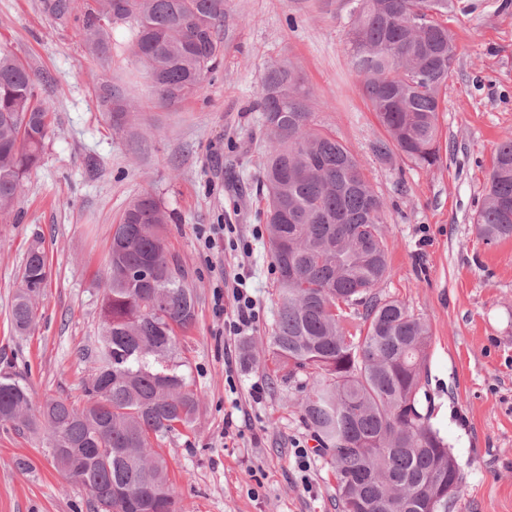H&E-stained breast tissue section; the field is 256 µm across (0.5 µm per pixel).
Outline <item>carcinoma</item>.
I'll use <instances>...</instances> for the list:
<instances>
[{"label":"carcinoma","instance_id":"carcinoma-1","mask_svg":"<svg viewBox=\"0 0 512 512\" xmlns=\"http://www.w3.org/2000/svg\"><path fill=\"white\" fill-rule=\"evenodd\" d=\"M77 29L107 62L142 63L158 101L197 96L224 60L225 0H97ZM454 0H356L350 64L387 138L375 155L431 167L439 160L438 112L458 59L443 17ZM99 105L122 127L134 106L107 86ZM270 142L258 181L277 272L278 309L269 355L302 393L299 409L336 480L338 512H448V478L463 474L421 391L432 332L377 288L390 275L380 229L382 198L347 146L313 125V103L291 65L263 76L256 105ZM36 75L0 48V214L39 163L52 129ZM173 217L150 193L112 226L104 270L102 332L85 355L87 404L35 400L20 375L0 370V421L36 436L62 471L91 493L94 512H183L165 458L153 450L194 422L200 397L175 353L177 332L196 320V295L169 254ZM488 243L512 239V133L496 147L476 217ZM47 281L39 239L28 248L11 308L27 331Z\"/></svg>","mask_w":512,"mask_h":512}]
</instances>
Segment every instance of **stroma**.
<instances>
[{"label": "stroma", "mask_w": 512, "mask_h": 512, "mask_svg": "<svg viewBox=\"0 0 512 512\" xmlns=\"http://www.w3.org/2000/svg\"><path fill=\"white\" fill-rule=\"evenodd\" d=\"M87 0L58 20L45 0H0V47L40 78L53 133L10 214L0 216V353L37 400L86 404L92 364L82 350L101 332L103 273L113 224L138 194L156 195L176 221L171 254L195 290L196 321L177 336L201 403L192 427L157 445L186 512H336L327 458L299 417V394L269 359L275 281L257 182L268 136L255 104L266 68L292 63L314 121L357 158L385 204L390 277L379 291L404 302L432 332L430 422L462 466L448 512H512V239L476 233L495 148L512 131V0H456L448 21L459 45L441 93L440 160L420 167L379 160L386 132L349 66L354 0H227L224 61L197 98L153 106L138 61L111 68L76 36ZM112 82L140 112L113 127L98 103ZM232 224L247 250L209 253L199 239ZM41 236L48 280L30 330L9 317L28 246ZM246 276L259 319L224 333L214 288ZM262 385L254 395V385ZM308 450L301 470L294 443ZM33 464L17 468L18 460ZM89 491L57 470L36 439L0 422V512H92Z\"/></svg>", "instance_id": "35a3bbf8"}]
</instances>
